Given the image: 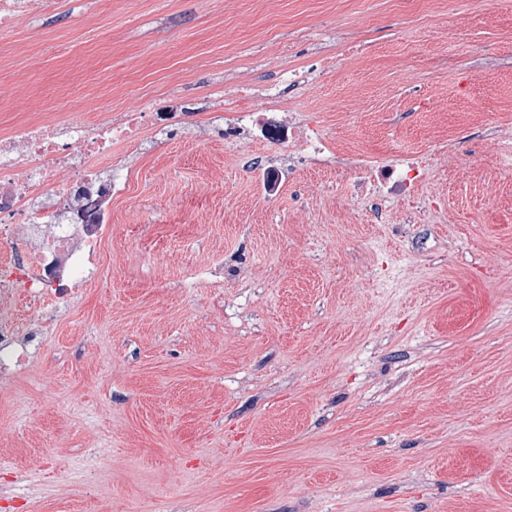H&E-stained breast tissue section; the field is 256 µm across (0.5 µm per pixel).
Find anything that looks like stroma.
<instances>
[{
	"instance_id": "35a3bbf8",
	"label": "stroma",
	"mask_w": 512,
	"mask_h": 512,
	"mask_svg": "<svg viewBox=\"0 0 512 512\" xmlns=\"http://www.w3.org/2000/svg\"><path fill=\"white\" fill-rule=\"evenodd\" d=\"M299 57L339 145L450 139L469 177L415 224L330 167L265 192L224 98ZM172 96L177 134L112 152L98 279L0 352V512H512V170L488 199L473 151L512 129V0H61L0 31V131Z\"/></svg>"
}]
</instances>
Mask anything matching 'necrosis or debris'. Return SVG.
<instances>
[{
	"label": "necrosis or debris",
	"mask_w": 512,
	"mask_h": 512,
	"mask_svg": "<svg viewBox=\"0 0 512 512\" xmlns=\"http://www.w3.org/2000/svg\"><path fill=\"white\" fill-rule=\"evenodd\" d=\"M260 110L225 104L224 154L244 156L250 132L271 145L287 146V164L263 156L251 167L272 177L300 172L310 164H333L349 171L346 198L362 205L370 223L385 224V199L416 198L418 186L439 161L460 175L470 169L458 159L455 143H438L431 153H401L378 160L334 151L323 131L303 114L299 103L281 93L261 96ZM174 113L155 103L95 124L57 117L17 127L0 137V347L18 331H44L35 307L47 292L64 297L72 288L97 279V249L109 230L112 199L127 184L112 163V147L172 126Z\"/></svg>",
	"instance_id": "1"
}]
</instances>
